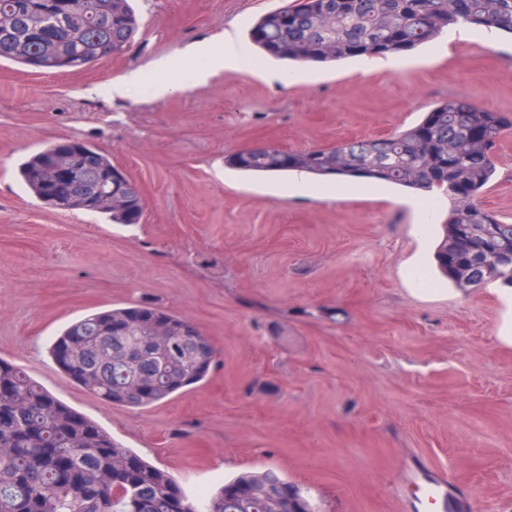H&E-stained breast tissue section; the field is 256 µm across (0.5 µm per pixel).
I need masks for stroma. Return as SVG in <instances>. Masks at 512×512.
<instances>
[{"mask_svg": "<svg viewBox=\"0 0 512 512\" xmlns=\"http://www.w3.org/2000/svg\"><path fill=\"white\" fill-rule=\"evenodd\" d=\"M287 0H134L124 55L75 72L0 62V358L168 471L187 491L270 469L314 512H409L404 468L452 470L463 512H512V312L488 287L461 288L433 253L410 189L348 179L345 196H288V174L225 159L252 146L324 149L397 133L466 97L512 114V35L460 47L440 36L397 70L303 64L291 85L253 65L156 100L108 93L113 78L177 59L189 43L241 39ZM92 144L143 193L137 224L36 200L25 157ZM485 208L512 223V129L494 149ZM151 301L217 350L201 383L145 410L87 392L49 347L70 322Z\"/></svg>", "mask_w": 512, "mask_h": 512, "instance_id": "stroma-1", "label": "stroma"}]
</instances>
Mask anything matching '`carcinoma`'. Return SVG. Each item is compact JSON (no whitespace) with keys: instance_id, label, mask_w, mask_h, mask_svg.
Returning <instances> with one entry per match:
<instances>
[{"instance_id":"cac0c4a2","label":"carcinoma","mask_w":512,"mask_h":512,"mask_svg":"<svg viewBox=\"0 0 512 512\" xmlns=\"http://www.w3.org/2000/svg\"><path fill=\"white\" fill-rule=\"evenodd\" d=\"M457 13L451 0H303L294 20L272 29L279 11L262 15L251 43L273 58L295 63H331L361 55L386 56L432 42L454 25H494L512 34V0H470ZM19 16L10 32L0 31V60L56 72L78 69L123 54L133 43L138 20L130 0H0V11ZM288 44L271 53L268 32ZM512 128V116L466 98L439 103L423 119L386 137L371 149L351 139L326 152L312 150L287 159L272 147H255L227 157L226 164L252 173L305 172L314 176L370 178L403 188L448 196L451 206L434 251L440 273L465 288L462 275L484 285L512 288L507 269L473 268L461 247L464 238L486 242L483 225L497 229L491 251L512 250V223L479 203L496 167L492 148ZM76 146L93 156L79 184L67 174L53 181L45 171L59 145L28 156L19 174L43 204L63 211L100 214L114 224L137 223L139 203L125 211L103 198L112 160L95 147ZM464 185L465 193L457 192ZM471 228L458 233L456 225ZM159 318L181 331L186 320L150 303L113 307L70 323L50 348L57 367L72 381L113 405L151 408L202 382L216 352L198 355L200 332L173 337L174 347L151 336ZM140 373L155 378L147 391L135 387ZM131 461L129 469L120 464ZM284 480L272 470L243 473L195 499L168 472L116 443L96 421L79 413L31 379L18 365L0 359V512H269L257 494L279 490Z\"/></svg>"}]
</instances>
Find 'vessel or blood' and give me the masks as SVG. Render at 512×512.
Here are the masks:
<instances>
[{"mask_svg":"<svg viewBox=\"0 0 512 512\" xmlns=\"http://www.w3.org/2000/svg\"><path fill=\"white\" fill-rule=\"evenodd\" d=\"M397 492L409 496L413 512H457L461 497L454 478L424 465H411L400 475Z\"/></svg>","mask_w":512,"mask_h":512,"instance_id":"obj_1","label":"vessel or blood"}]
</instances>
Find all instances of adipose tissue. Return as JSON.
<instances>
[{
    "instance_id": "adipose-tissue-1",
    "label": "adipose tissue",
    "mask_w": 512,
    "mask_h": 512,
    "mask_svg": "<svg viewBox=\"0 0 512 512\" xmlns=\"http://www.w3.org/2000/svg\"><path fill=\"white\" fill-rule=\"evenodd\" d=\"M250 55L247 45L232 32L191 46L179 65L170 60L158 61L154 66L152 83H145L140 70L134 69L112 81L113 99L128 98L131 90L148 87L152 98L162 99L176 92L204 83L214 73L241 69Z\"/></svg>"
}]
</instances>
